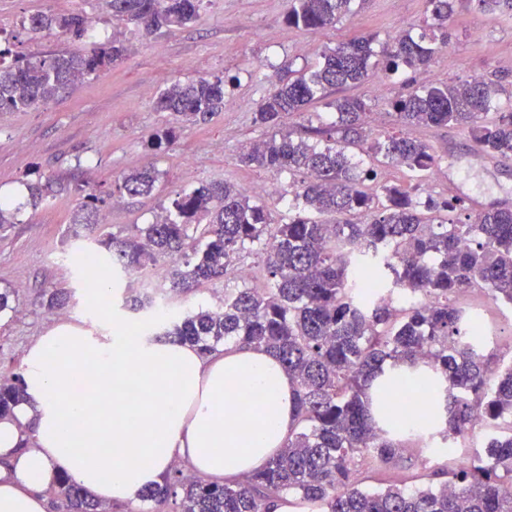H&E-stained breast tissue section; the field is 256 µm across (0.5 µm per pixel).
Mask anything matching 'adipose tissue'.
Returning <instances> with one entry per match:
<instances>
[{"label": "adipose tissue", "instance_id": "ef3b65f1", "mask_svg": "<svg viewBox=\"0 0 512 512\" xmlns=\"http://www.w3.org/2000/svg\"><path fill=\"white\" fill-rule=\"evenodd\" d=\"M26 398L0 418V512H47L70 477L104 502L137 506L175 463L215 480L258 469L294 425V384L272 354L209 356L114 322H69L24 354Z\"/></svg>", "mask_w": 512, "mask_h": 512}]
</instances>
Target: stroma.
<instances>
[{
    "label": "stroma",
    "instance_id": "stroma-1",
    "mask_svg": "<svg viewBox=\"0 0 512 512\" xmlns=\"http://www.w3.org/2000/svg\"><path fill=\"white\" fill-rule=\"evenodd\" d=\"M427 7L426 0H357L351 14L313 33L288 26V0H204L196 23L147 35L113 20L101 0H0V15L12 21L5 36L17 55L89 49L86 39L35 36L22 29V19L39 12L85 16L101 38L118 36L129 48L123 62L105 74L85 77L46 104L0 112V198L20 206L14 224L0 231V291L15 288L20 293L16 311L0 316V380L22 371L26 347L60 317L88 327L103 325L115 315L131 325H155L150 310H130L124 299L131 287L164 286L162 271L150 268L127 275L105 266L95 273L84 267L83 253L98 249L103 235L124 236L151 223L170 198L191 187L227 181L249 192L274 177L282 193L289 192L292 175L245 167L237 160L242 147L268 134L254 123L253 114L271 85L289 71L316 62L324 48L361 35L385 40L421 24ZM475 75L501 80L512 90V18L461 5L448 23V46L428 77L447 83ZM215 76L232 80L223 111L205 123L180 125L174 146L150 156L148 139L168 121L166 113L155 109L159 92L175 78L188 82ZM405 90L406 79L400 76L382 85L372 81L345 86L334 94L369 98V127L381 137L396 131L389 102ZM411 135L431 146L436 177L418 179L384 165L378 169L379 181L414 186L422 196L444 197L452 191L478 205L512 204V162L484 156L467 133L452 126L416 127ZM150 161L159 171L151 195H114L119 175ZM42 175L53 176L58 190L34 209L26 204V186ZM88 192L103 200L102 221L78 229L72 216ZM96 274L110 288L101 301L90 290ZM236 283L231 275L224 282L168 296L167 301L179 314L214 308L222 303L225 288ZM52 291L68 297L62 312L45 306ZM460 302L483 319L490 352L512 360V307L479 292L461 296ZM432 443L437 454H407L390 471H363L366 486L378 489L391 480L419 485L430 468L456 471L486 439L468 437L446 453L440 450L441 437Z\"/></svg>",
    "mask_w": 512,
    "mask_h": 512
}]
</instances>
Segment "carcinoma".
Masks as SVG:
<instances>
[{
    "instance_id": "cac0c4a2",
    "label": "carcinoma",
    "mask_w": 512,
    "mask_h": 512,
    "mask_svg": "<svg viewBox=\"0 0 512 512\" xmlns=\"http://www.w3.org/2000/svg\"><path fill=\"white\" fill-rule=\"evenodd\" d=\"M203 0H106L116 21L151 33L181 27L199 16ZM354 0H288L290 26L316 31L352 12ZM457 0H427L418 34L406 30L374 47L359 36L327 48L316 64L280 80L257 105L255 123L273 130L243 148L238 162L301 176L288 219L234 184L209 183L175 195L156 219L134 233L109 235L95 253L127 274L167 265L168 291L188 293L224 280L235 262L258 246L267 286L224 289L217 308H198L163 326V335L212 353L223 345L270 352L296 384L295 424L287 443L263 466L220 483L179 464L142 495L150 512H274L295 496L309 512H512V364L486 351L487 337L456 298L472 289L512 307V206L473 208L467 221L448 214L461 200L450 195L420 203L413 189L376 182L377 171L351 161L348 149L421 178L435 164L431 148L398 131L373 136L363 96L326 100L332 88L362 85L374 69L386 78L401 69L425 71L448 44ZM480 12H512V0H472ZM33 34L83 38L94 32L78 15L34 14ZM117 38L96 41L86 53L58 52L5 63L0 49V112H19L56 98L76 81L123 61ZM505 86L471 78L418 84L391 101L398 124L458 126L478 149L512 161V103ZM334 120L314 130L317 139L282 130L283 119L317 102ZM156 107L176 120L205 122L224 107V78L171 80ZM496 117L487 119L489 112ZM176 141L174 126L154 133L148 148ZM159 173L150 162L119 178L128 197L151 194ZM374 183L367 190L364 183ZM54 179L28 185L38 207L54 192ZM100 198L83 197L72 223H99ZM432 213L426 217L423 211ZM433 373L445 392L442 440L467 435L475 413L489 428L476 453L438 485L408 489L358 487L359 465L385 470L433 436L438 422L430 401L415 408L397 383ZM24 398L22 375L0 382V416ZM65 512H108L67 475L55 478Z\"/></svg>"
}]
</instances>
